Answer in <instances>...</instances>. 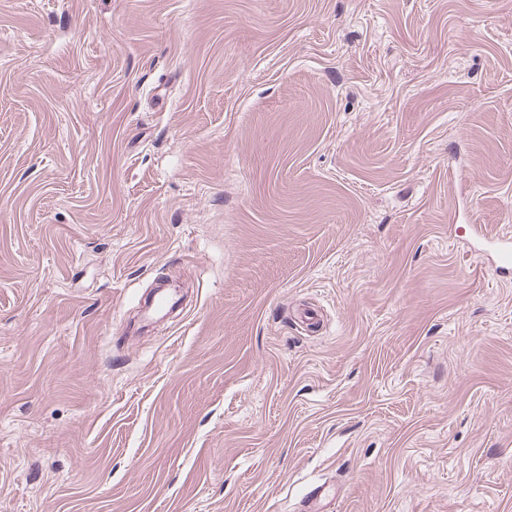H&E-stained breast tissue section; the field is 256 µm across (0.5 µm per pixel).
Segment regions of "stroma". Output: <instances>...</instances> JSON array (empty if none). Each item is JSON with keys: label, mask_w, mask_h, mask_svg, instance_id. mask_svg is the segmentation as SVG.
<instances>
[{"label": "stroma", "mask_w": 512, "mask_h": 512, "mask_svg": "<svg viewBox=\"0 0 512 512\" xmlns=\"http://www.w3.org/2000/svg\"><path fill=\"white\" fill-rule=\"evenodd\" d=\"M509 230L512 0H0V512H512Z\"/></svg>", "instance_id": "stroma-1"}]
</instances>
